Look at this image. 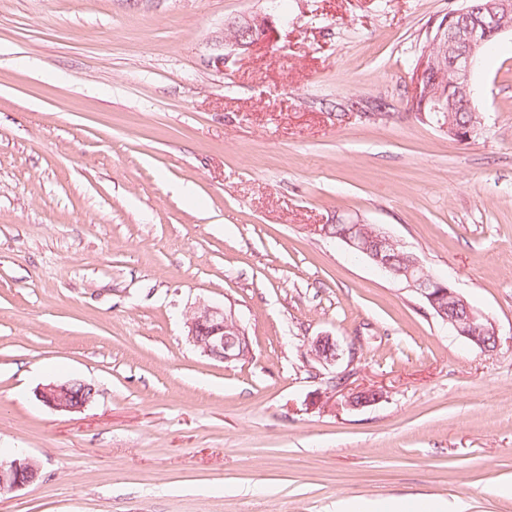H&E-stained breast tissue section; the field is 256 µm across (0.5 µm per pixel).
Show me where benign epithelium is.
<instances>
[{
    "label": "benign epithelium",
    "mask_w": 512,
    "mask_h": 512,
    "mask_svg": "<svg viewBox=\"0 0 512 512\" xmlns=\"http://www.w3.org/2000/svg\"><path fill=\"white\" fill-rule=\"evenodd\" d=\"M270 17L255 14L234 23L233 45L248 48L262 39L269 30ZM512 28V0H485L483 4L467 3L463 9L451 12L429 34L428 45L416 67L414 107L424 120L430 119L457 142L471 139V127H461L444 119V115L460 108L474 111L471 102V79L479 57L493 38ZM343 243L356 253L366 256L383 274L394 280L406 279V288L418 295L437 316L446 317L443 301L464 311L453 324L457 335L467 339L485 352L490 344L500 346L495 323L484 313L474 309L452 288H442L437 278L424 268L421 259L409 251L404 255L406 267L398 268L389 257L387 248L400 243L385 232L367 224H351L342 237ZM187 336L200 352L208 357L231 363L249 353L244 330L234 315L218 307L204 306L187 320ZM308 355L327 365L340 359L342 349L330 335L316 337ZM91 385L71 380L42 388L41 401L58 412H78L91 402ZM384 397L379 389H365L352 393L345 405L352 408L369 406ZM39 468L34 461L20 457L0 461V489L17 491L34 483Z\"/></svg>",
    "instance_id": "obj_1"
}]
</instances>
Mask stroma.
I'll use <instances>...</instances> for the list:
<instances>
[{"label": "stroma", "instance_id": "obj_1", "mask_svg": "<svg viewBox=\"0 0 512 512\" xmlns=\"http://www.w3.org/2000/svg\"><path fill=\"white\" fill-rule=\"evenodd\" d=\"M461 5L0 0V458L40 467L0 512H512V31L475 73L470 142L412 102ZM256 13L269 38L217 46ZM336 222L417 254L498 350L314 230ZM201 305L246 357L189 342ZM324 334L336 364L306 353ZM70 380L83 410L40 401ZM186 327L187 336L205 356L231 363L249 353L247 336L231 311L204 306L187 320ZM41 401L51 409L58 412H78L91 402L94 389L91 385L71 380L60 384H50L42 388ZM336 512H402L398 503L382 506L369 501L346 498L336 502Z\"/></svg>", "mask_w": 512, "mask_h": 512}]
</instances>
